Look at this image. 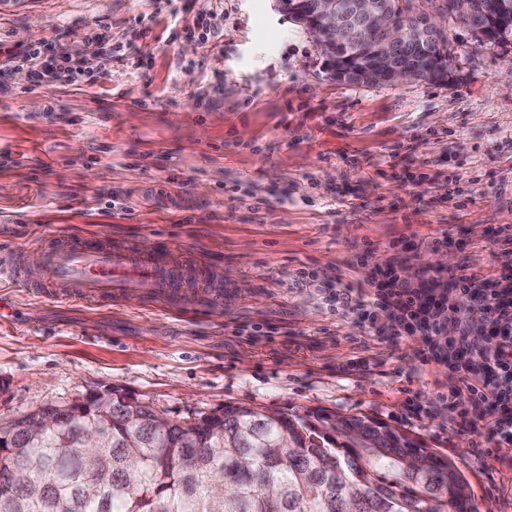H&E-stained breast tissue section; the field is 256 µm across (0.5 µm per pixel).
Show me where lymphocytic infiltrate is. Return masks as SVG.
Here are the masks:
<instances>
[{"label":"lymphocytic infiltrate","mask_w":512,"mask_h":512,"mask_svg":"<svg viewBox=\"0 0 512 512\" xmlns=\"http://www.w3.org/2000/svg\"><path fill=\"white\" fill-rule=\"evenodd\" d=\"M396 265V260L386 261L387 280L374 284L368 298L354 299L346 294L343 302L363 308L371 323L377 313L389 314V335L421 337L430 359L451 352L457 376L449 393L463 387L474 401L487 404L492 431L500 443L512 446V269L502 273L493 285L460 267L449 271L444 289L433 278L413 288H396L391 284ZM452 289L458 292L460 301L469 302L482 313V328H474L463 313L457 319V335H449L448 292ZM475 372L482 376L481 385L468 381Z\"/></svg>","instance_id":"1"}]
</instances>
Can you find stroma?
Masks as SVG:
<instances>
[{
  "label": "stroma",
  "instance_id": "1",
  "mask_svg": "<svg viewBox=\"0 0 512 512\" xmlns=\"http://www.w3.org/2000/svg\"><path fill=\"white\" fill-rule=\"evenodd\" d=\"M447 36L452 84L349 85L274 0H0L18 54L0 70V258L74 234L163 244L223 290L200 315L192 282L176 308L0 283V421L106 390L177 420L228 402L364 416L454 459L477 512H512V452L480 405L434 397L451 363L336 302L393 257L412 286L512 265V41Z\"/></svg>",
  "mask_w": 512,
  "mask_h": 512
}]
</instances>
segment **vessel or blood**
Wrapping results in <instances>:
<instances>
[{"label": "vessel or blood", "instance_id": "vessel-or-blood-1", "mask_svg": "<svg viewBox=\"0 0 512 512\" xmlns=\"http://www.w3.org/2000/svg\"><path fill=\"white\" fill-rule=\"evenodd\" d=\"M42 264L30 274L23 251L0 263V277L38 294L66 296L99 305L135 294L170 304L181 303L186 279L212 281L203 265L186 267L168 249L143 252L135 244L80 235L57 236L39 243Z\"/></svg>", "mask_w": 512, "mask_h": 512}]
</instances>
